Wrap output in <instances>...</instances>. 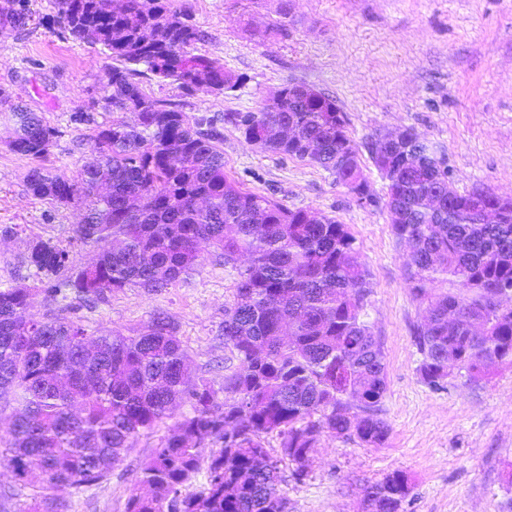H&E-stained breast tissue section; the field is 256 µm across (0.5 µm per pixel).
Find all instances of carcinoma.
I'll use <instances>...</instances> for the list:
<instances>
[{
    "label": "carcinoma",
    "instance_id": "obj_1",
    "mask_svg": "<svg viewBox=\"0 0 512 512\" xmlns=\"http://www.w3.org/2000/svg\"><path fill=\"white\" fill-rule=\"evenodd\" d=\"M0 10L12 28L31 19L27 0ZM53 22L73 41L100 47L108 72L106 112H130L94 124L91 158L77 178L31 169L36 199L81 205L75 229L96 250L79 264L49 240L30 245L27 262L39 282L0 289V454L12 483L0 489L15 512H68L50 507L30 480L41 470L52 488H91L107 480L130 439L159 426L177 407L190 412L141 465L124 512H287L282 466L300 482L324 432L367 445L389 433L379 417L386 393L380 341L365 321L370 274L359 262L346 225L312 211L291 210L244 192L224 172L221 131L190 121L177 105L147 93L140 77L186 93L222 94L241 78L194 52L201 31L172 0H51ZM258 112H226L224 123L265 150L306 160L345 187L363 178L359 149L345 113L324 94L294 84ZM11 152L42 159L56 134L41 116L19 106ZM388 180L396 238L409 246V278L426 317L414 330L427 385L443 390L454 372L470 379L512 363V204L490 191L459 194L430 145L417 162L394 149L382 159L364 144ZM346 161L336 166V153ZM498 213L481 223V211ZM224 263L246 257L233 300L224 310V348L238 366L224 367L219 388L192 380L190 357L168 317L159 314L125 334L93 336L54 310L30 318L32 298L70 290L79 298L124 288L161 290L197 270L204 253ZM437 283L451 288L438 292ZM459 315L448 322V309ZM280 438L279 454L266 447ZM220 443L204 453L206 441ZM206 469V482L184 488ZM409 479L394 471L367 485L368 512H404Z\"/></svg>",
    "mask_w": 512,
    "mask_h": 512
}]
</instances>
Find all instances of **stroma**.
I'll return each instance as SVG.
<instances>
[{
    "instance_id": "obj_1",
    "label": "stroma",
    "mask_w": 512,
    "mask_h": 512,
    "mask_svg": "<svg viewBox=\"0 0 512 512\" xmlns=\"http://www.w3.org/2000/svg\"><path fill=\"white\" fill-rule=\"evenodd\" d=\"M204 33L198 53L242 78L215 95L182 92L143 80L146 92L170 100L189 119L220 122L224 170L244 191L271 197L344 224L373 285L365 319L378 336L387 390L381 418L390 433L370 446L355 437L322 434L304 481H288L290 512H361L365 485L404 472V512H501L512 497V365L479 380L459 375L442 391L421 379L413 331L424 306L413 294L407 248L394 235L387 183L363 146L376 134L414 129L441 157L458 192L512 195V0H174ZM25 29L0 35V289L32 283L30 244L48 240L73 261L92 252L74 228L82 213L35 199L26 175L35 160L12 153L11 105L37 112L57 135L43 165L76 177L91 150L89 126L72 123L106 94L112 65L97 47L69 39L53 23L49 0H30ZM307 85L333 98L360 146L364 176L375 198L360 203L320 167L261 149L228 112H256L286 84ZM238 277L235 265L206 255L202 267L168 288H126L88 305L75 298L47 308L88 332H129L162 313L174 324L196 374L222 385L229 355L221 328ZM135 437L111 477L84 491L64 490L72 512H124L139 465L172 427Z\"/></svg>"
}]
</instances>
